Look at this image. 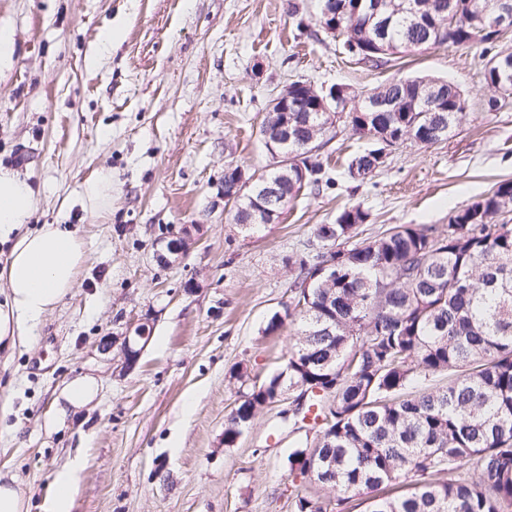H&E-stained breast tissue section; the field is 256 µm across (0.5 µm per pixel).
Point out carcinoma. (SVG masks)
Instances as JSON below:
<instances>
[{
	"mask_svg": "<svg viewBox=\"0 0 512 512\" xmlns=\"http://www.w3.org/2000/svg\"><path fill=\"white\" fill-rule=\"evenodd\" d=\"M448 0H383L384 31L368 25L358 0H333L327 21L343 47L375 67L415 43L459 47L493 44L490 30L435 23L411 5ZM462 17L478 18L487 0H455ZM437 79L391 81L377 95L396 112L361 108L348 115L352 131L371 147L348 165L363 180L384 166L377 153L407 140L434 144L448 137L465 104L462 93L438 94L441 111L423 112ZM298 102L288 113L268 112L262 134L288 122L292 137L276 151L288 167L269 169L246 188L234 208L236 224H270L303 188L333 178L311 161L329 116L315 108L322 93L301 81L286 88ZM512 181L453 211L448 235L435 226L399 224L361 243L351 239L369 213L343 209L334 224H318L320 251L288 259L292 302L274 313L268 335L291 319L295 343L283 370L256 385L224 422V446L267 406L297 393L296 408L314 413L321 430L288 456L290 472L328 491L298 496L295 512H348L350 494H368L364 512H512ZM448 374L446 386H424ZM473 461V471L462 461ZM412 475L411 487L401 477ZM446 478L439 479L437 475Z\"/></svg>",
	"mask_w": 512,
	"mask_h": 512,
	"instance_id": "1",
	"label": "carcinoma"
}]
</instances>
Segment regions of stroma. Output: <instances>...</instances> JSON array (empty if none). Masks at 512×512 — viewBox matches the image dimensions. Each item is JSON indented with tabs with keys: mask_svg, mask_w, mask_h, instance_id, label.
Masks as SVG:
<instances>
[{
	"mask_svg": "<svg viewBox=\"0 0 512 512\" xmlns=\"http://www.w3.org/2000/svg\"><path fill=\"white\" fill-rule=\"evenodd\" d=\"M318 4L0 0V27L15 33L13 60L0 68V167L37 194L30 228L69 224L83 245L75 287L31 345L0 358V474L28 488V512H47L56 473L71 465L72 512H294L296 496L320 487L289 471L305 441L283 422L289 399L224 445L236 400L284 365L288 332L264 329L290 301L289 258L306 257L316 225L344 207L369 212L361 241L399 224L444 233L453 209L512 181V94L483 108L484 45L433 46L375 67L319 26ZM109 27L119 39L104 52ZM423 75L466 99L447 139L405 142L355 182L346 169L368 143L340 118L313 155L334 186L303 190L275 223H234L224 169H269L261 126L284 85L341 84L354 108L391 80ZM102 168L112 205L93 213L83 186ZM186 230L187 253L160 261ZM143 322L148 344L126 367L121 338ZM241 367L246 381L231 379ZM86 374L97 397L56 421L66 383Z\"/></svg>",
	"mask_w": 512,
	"mask_h": 512,
	"instance_id": "35a3bbf8",
	"label": "stroma"
}]
</instances>
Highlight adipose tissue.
Wrapping results in <instances>:
<instances>
[{
  "label": "adipose tissue",
  "mask_w": 512,
  "mask_h": 512,
  "mask_svg": "<svg viewBox=\"0 0 512 512\" xmlns=\"http://www.w3.org/2000/svg\"><path fill=\"white\" fill-rule=\"evenodd\" d=\"M37 203L26 179L0 167V241L13 243L0 267L7 286L0 304V346L11 350L34 341L45 315L74 288L82 261L80 241L68 225L27 230Z\"/></svg>",
  "instance_id": "adipose-tissue-1"
}]
</instances>
